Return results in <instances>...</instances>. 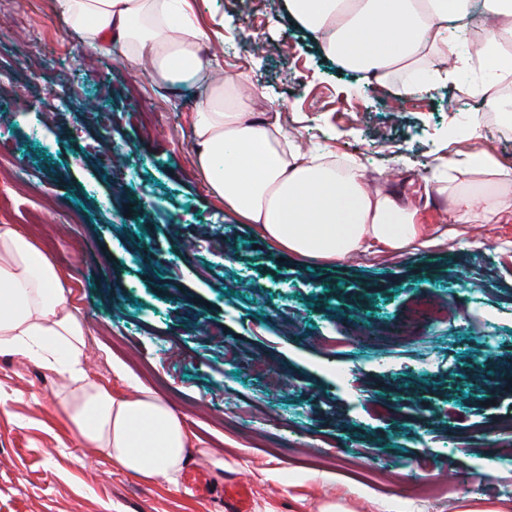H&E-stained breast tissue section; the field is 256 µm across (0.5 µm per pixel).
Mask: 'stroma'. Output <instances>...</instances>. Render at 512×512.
Segmentation results:
<instances>
[{
	"label": "stroma",
	"instance_id": "35a3bbf8",
	"mask_svg": "<svg viewBox=\"0 0 512 512\" xmlns=\"http://www.w3.org/2000/svg\"><path fill=\"white\" fill-rule=\"evenodd\" d=\"M190 3L253 111L418 210L438 209L425 178L449 153L512 163V132L481 99L435 83L392 101L327 59L284 0ZM135 70L87 50L57 0H0V171L15 184L0 220L68 278L91 377L129 392L119 360L163 394L194 437L188 456L216 483L246 478L255 512H512L498 462L512 457V215L450 236L438 214L429 246L401 254L376 244L318 267L281 255L208 193L194 104ZM460 113L482 117L480 138L449 141ZM60 388L0 355V512H219L181 475L144 481L80 447ZM418 482L442 497L404 506Z\"/></svg>",
	"mask_w": 512,
	"mask_h": 512
}]
</instances>
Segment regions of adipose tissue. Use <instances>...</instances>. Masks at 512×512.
Returning <instances> with one entry per match:
<instances>
[{
    "label": "adipose tissue",
    "mask_w": 512,
    "mask_h": 512,
    "mask_svg": "<svg viewBox=\"0 0 512 512\" xmlns=\"http://www.w3.org/2000/svg\"><path fill=\"white\" fill-rule=\"evenodd\" d=\"M83 45L146 65L153 82L197 100L191 114L195 166L224 210L283 252L321 265L381 244L423 245L416 209L373 190L353 162L302 149L278 121L257 120L239 87L206 64V28L186 0H58ZM288 15L315 34L322 53L393 83L405 98L424 79L475 77L467 94L512 125V0H286ZM454 224H493L512 212V166L455 152L426 179ZM67 278L18 224H0V353L20 356L62 382L57 403L74 440L142 479L172 476L191 442L162 394L129 379L119 393L90 378L87 328Z\"/></svg>",
    "instance_id": "ef3b65f1"
}]
</instances>
